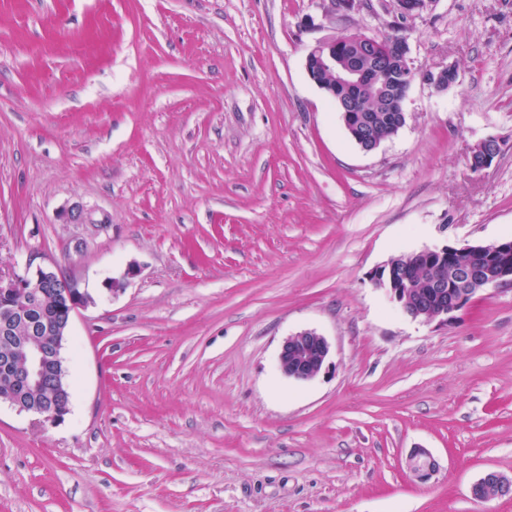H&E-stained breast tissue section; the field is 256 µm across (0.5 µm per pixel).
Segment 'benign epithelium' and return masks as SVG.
I'll return each instance as SVG.
<instances>
[{"mask_svg":"<svg viewBox=\"0 0 512 512\" xmlns=\"http://www.w3.org/2000/svg\"><path fill=\"white\" fill-rule=\"evenodd\" d=\"M427 0H396L402 16L419 13ZM406 40L387 42L377 35L349 33L317 42L308 52L305 69L309 79L336 101L350 137L365 151L380 142L371 138V122L359 101L374 95L384 110L395 113L398 126L406 123L404 101L414 82ZM456 69L446 66L428 71L422 79L438 90L455 83ZM488 138L473 148L468 157L475 173L488 168L499 153ZM94 211L80 205L61 210L64 224H90ZM469 253L477 257L465 272L448 274V263ZM413 265L439 270L427 299L411 305V290L403 287L392 262L377 269L371 281L385 290L401 311L415 321L446 323L455 312L468 305L478 293L489 288L512 285V239L491 244L442 246L413 253ZM91 303L77 278L61 273L57 265L26 266L24 273L0 279V339L6 349L0 354V367L9 380V389L0 393L5 403L18 412L36 417L40 423H56L70 412L71 396L65 380L62 350L73 317ZM52 336L51 344L44 337ZM330 356L325 336L306 329L285 338L278 355L280 373L294 382L315 379ZM407 469L418 481L428 480L439 468L438 461L425 448H414L407 457ZM478 501L512 499V476L488 470L471 486Z\"/></svg>","mask_w":512,"mask_h":512,"instance_id":"benign-epithelium-1","label":"benign epithelium"}]
</instances>
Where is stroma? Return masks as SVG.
Instances as JSON below:
<instances>
[{
  "mask_svg": "<svg viewBox=\"0 0 512 512\" xmlns=\"http://www.w3.org/2000/svg\"><path fill=\"white\" fill-rule=\"evenodd\" d=\"M395 29L415 72L458 79L415 81L367 152L305 57ZM75 202L96 223H61ZM503 238L512 0H0V276L53 263L92 298L64 420L0 405V512H512L470 495L512 476V286L440 324L370 279ZM305 329L331 351L297 383L277 356ZM494 141L497 140L488 138L473 148L468 157V166L472 172L477 173L488 168L499 156V153L489 146V143ZM407 469L418 481H427L439 468L438 461L424 448H414L407 457Z\"/></svg>",
  "mask_w": 512,
  "mask_h": 512,
  "instance_id": "1",
  "label": "stroma"
}]
</instances>
